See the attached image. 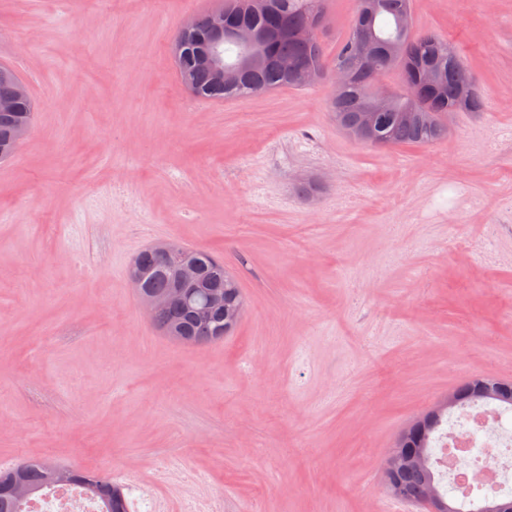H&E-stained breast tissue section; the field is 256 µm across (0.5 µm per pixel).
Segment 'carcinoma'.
Listing matches in <instances>:
<instances>
[{"label": "carcinoma", "instance_id": "cac0c4a2", "mask_svg": "<svg viewBox=\"0 0 512 512\" xmlns=\"http://www.w3.org/2000/svg\"><path fill=\"white\" fill-rule=\"evenodd\" d=\"M326 0H222L224 18L228 22L256 30L273 28L285 36L272 44L267 54L272 61L253 64L245 69L239 81L232 85L220 84L212 78L198 55L199 42L206 38L210 14L199 18L196 34L178 31L174 42H183L180 59L181 79H190L194 95L200 98L223 100L245 98L282 86L300 88L295 76L307 67L322 72L345 70L348 79L336 89V100L330 108L336 124L350 134L363 112H379L381 119L364 145L394 147L405 143L429 144L448 135V127L441 117L448 112H480L485 98L479 87L463 86L458 71L464 66L454 40L434 32L414 30L411 0H374L372 11L363 13L364 4H358L354 23L336 52L326 58L319 38L305 39L302 33L314 17L325 18ZM382 49L377 66L385 74L391 70L401 73L403 88L394 91L385 102L375 97L376 73L362 62L363 54ZM34 104L29 98L16 101L11 112H0V160L16 152L13 133L18 123L33 124ZM205 267L206 285L224 289L227 295H237L236 283L227 277L224 262L207 251H200ZM142 270V286L148 291L164 292L173 287L169 274V258L152 249H144L136 256ZM152 322L164 334L175 333L186 337L188 344L214 343L224 340L218 334L215 319L198 320L183 307L169 306L158 312ZM438 425H433L410 436L401 451L411 455L422 441L426 453L432 452V438ZM17 477L36 492L50 485L45 462L22 461L7 471H0V483ZM73 481L81 483L86 491L103 503L104 512H129L127 500L120 487L97 472L76 469ZM400 498L419 502L436 481L431 463L407 466L397 474ZM0 512H22V504L12 495L8 486H0Z\"/></svg>", "mask_w": 512, "mask_h": 512}]
</instances>
